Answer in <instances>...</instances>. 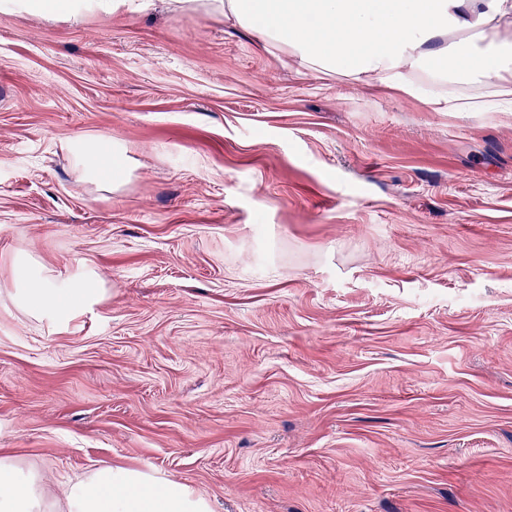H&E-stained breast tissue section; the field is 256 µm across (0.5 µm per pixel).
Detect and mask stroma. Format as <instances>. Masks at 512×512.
Masks as SVG:
<instances>
[{
  "instance_id": "1",
  "label": "stroma",
  "mask_w": 512,
  "mask_h": 512,
  "mask_svg": "<svg viewBox=\"0 0 512 512\" xmlns=\"http://www.w3.org/2000/svg\"><path fill=\"white\" fill-rule=\"evenodd\" d=\"M133 147L115 190L73 137ZM101 294L64 324L20 267ZM214 512H512V112L299 71L167 0L0 13V455Z\"/></svg>"
}]
</instances>
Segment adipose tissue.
<instances>
[{
    "label": "adipose tissue",
    "instance_id": "obj_1",
    "mask_svg": "<svg viewBox=\"0 0 512 512\" xmlns=\"http://www.w3.org/2000/svg\"><path fill=\"white\" fill-rule=\"evenodd\" d=\"M128 0H0L2 13L76 20L111 14ZM173 10L224 15L286 50L299 67L399 90L439 111L480 112L490 99L458 100L441 93L453 83L481 84L490 98L512 104V39L498 34L512 0H170ZM426 74L433 88L411 81ZM66 147L80 178L105 188L123 185L132 152L124 142L75 138ZM19 303L55 322L68 321L96 299L88 283L66 288L27 276ZM0 512H212L191 486L153 472L105 464L50 496L39 472L0 456Z\"/></svg>",
    "mask_w": 512,
    "mask_h": 512
}]
</instances>
